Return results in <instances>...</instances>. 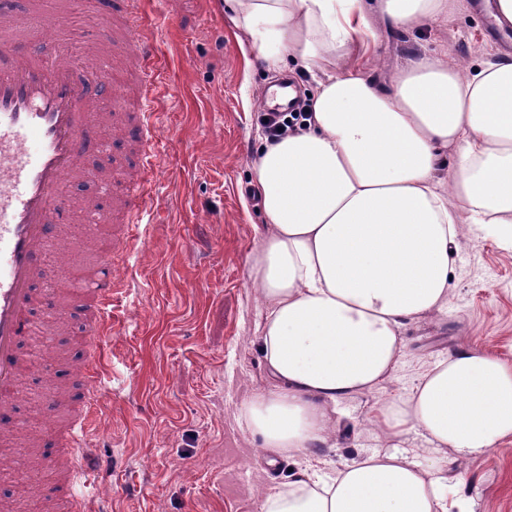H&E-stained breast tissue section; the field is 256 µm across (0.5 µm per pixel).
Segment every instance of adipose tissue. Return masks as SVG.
Returning <instances> with one entry per match:
<instances>
[{
    "label": "adipose tissue",
    "instance_id": "ef3b65f1",
    "mask_svg": "<svg viewBox=\"0 0 512 512\" xmlns=\"http://www.w3.org/2000/svg\"><path fill=\"white\" fill-rule=\"evenodd\" d=\"M265 65L311 69L377 12L396 27L444 0H224ZM305 130L263 141L253 171L263 232L248 279L271 382L238 419L263 448L313 455L339 403L379 394V448L331 474L301 468L260 512H449L448 458L512 438V363L475 346L449 352L408 397L386 385L408 323L448 309L459 209L512 247V53L451 66L424 54L382 87L327 74ZM457 157L448 176L446 153Z\"/></svg>",
    "mask_w": 512,
    "mask_h": 512
}]
</instances>
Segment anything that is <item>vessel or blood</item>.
Returning a JSON list of instances; mask_svg holds the SVG:
<instances>
[{"label": "vessel or blood", "mask_w": 512, "mask_h": 512, "mask_svg": "<svg viewBox=\"0 0 512 512\" xmlns=\"http://www.w3.org/2000/svg\"><path fill=\"white\" fill-rule=\"evenodd\" d=\"M123 53L139 72L141 111L129 116L122 137L139 147L138 167L126 178L131 195L121 196L116 208L125 223V241L140 229L148 199L145 179L156 158L155 114L149 103L154 74L148 66L156 52L140 30L141 0H127ZM50 19L44 14L0 12V31L37 38L47 34ZM108 60L96 59L79 69L66 61L0 57V436L14 433L11 414L17 400L16 384L22 356L19 344L30 321L33 285L51 276L40 259L50 239L55 217L68 208L63 183L80 167V154L92 128V110L99 95L111 87ZM99 274L84 289V353L76 360L82 378L72 405L75 416L65 431L70 449L82 448L99 417L98 401L104 388L100 380L99 341L110 320V301L120 280L112 271L111 256H104ZM63 473L68 498L80 512L87 505L94 482L89 468L77 459L54 461Z\"/></svg>", "instance_id": "vessel-or-blood-1"}]
</instances>
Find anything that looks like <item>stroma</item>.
Instances as JSON below:
<instances>
[{
	"label": "stroma",
	"mask_w": 512,
	"mask_h": 512,
	"mask_svg": "<svg viewBox=\"0 0 512 512\" xmlns=\"http://www.w3.org/2000/svg\"><path fill=\"white\" fill-rule=\"evenodd\" d=\"M444 15L421 25L393 27L372 14L368 32L327 59V69L357 72L385 83L406 59L431 53L456 62L485 61L498 52L473 0H447ZM143 23L158 46L151 107L162 157L150 172L145 236L126 259V286L112 297V329L105 338L102 424L88 439L89 463L105 486L101 512H259L258 495L287 481L293 459L260 450L237 419L239 406L269 382L255 342L261 321L248 285L262 216L253 164L261 100L276 79L259 61L248 35L218 0H143ZM135 160L125 140L85 157L89 172H114ZM116 176L113 191H121ZM75 207L57 221L55 259L79 260L92 270L102 256L79 221L78 201L110 199L88 178L63 186ZM447 312L408 324L406 348L390 388L407 395L433 362L461 346L477 345L512 361V249L473 224H463L452 250ZM79 280L37 281L34 311L52 298L67 331L45 334L36 350L41 371L23 376L17 424L40 422L38 447H9L0 474V500L24 512H45L57 493L49 460L58 451L54 429L70 417L67 402L49 403V383L67 385L82 347L75 305ZM376 402L371 394L345 400L335 445L311 457L324 471L376 448L374 432L357 423ZM460 483L450 498L467 512H512V441L478 459L451 464Z\"/></svg>",
	"instance_id": "1"
}]
</instances>
